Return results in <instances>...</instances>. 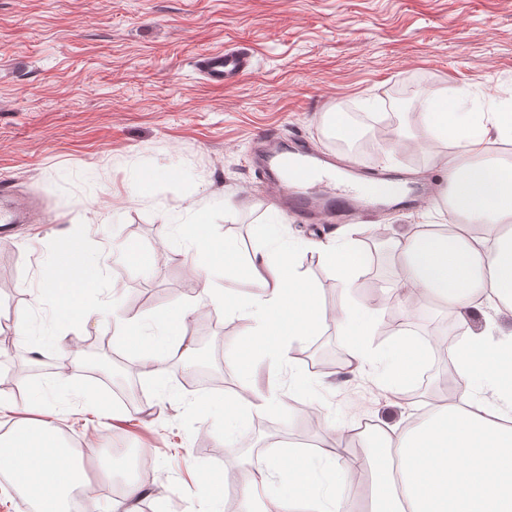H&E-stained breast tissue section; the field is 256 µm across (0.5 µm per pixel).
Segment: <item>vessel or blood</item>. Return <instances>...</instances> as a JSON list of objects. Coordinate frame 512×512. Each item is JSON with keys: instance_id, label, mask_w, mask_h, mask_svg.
Here are the masks:
<instances>
[{"instance_id": "obj_1", "label": "vessel or blood", "mask_w": 512, "mask_h": 512, "mask_svg": "<svg viewBox=\"0 0 512 512\" xmlns=\"http://www.w3.org/2000/svg\"><path fill=\"white\" fill-rule=\"evenodd\" d=\"M194 66L216 87L238 82L252 68L250 56L239 49L201 54ZM256 146L259 161L269 170L267 185L273 190L277 205L290 219L317 224L324 216L332 215L340 220L359 221L375 212V198L360 190L362 182L369 179L362 164L353 162L343 166L345 184L340 187L329 170L332 157L322 156L314 163L300 161L299 156L304 152L301 143L286 147L278 138L267 134L259 136ZM376 178L406 184L407 193L396 202L403 209L431 204L437 196L436 187L412 183L409 174L403 171H382Z\"/></svg>"}]
</instances>
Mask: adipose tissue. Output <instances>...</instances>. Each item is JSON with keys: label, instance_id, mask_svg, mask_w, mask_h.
<instances>
[{"label": "adipose tissue", "instance_id": "ef3b65f1", "mask_svg": "<svg viewBox=\"0 0 512 512\" xmlns=\"http://www.w3.org/2000/svg\"><path fill=\"white\" fill-rule=\"evenodd\" d=\"M470 99L459 93L452 106L433 108L426 119L430 138L456 148L448 163L446 204L458 223L444 232L403 224L388 242L402 302L425 297L456 313L462 334L447 351L449 375L459 380L460 391L410 428L386 424L363 430L331 419L335 450L315 458L291 452L246 459V512H512V329L495 320L512 312V164L481 159L487 144L512 141V113L475 112ZM177 231L189 248L204 254L195 271L237 268L236 246L212 241L204 213ZM354 232V226L341 227L313 245L341 290L335 316L323 308L318 288L297 277V245L276 224L268 229L271 248L255 251L248 261L254 293L225 292L224 311L246 320L248 351L256 359L286 360L294 342L320 335L327 321H335L347 338L348 372L370 376L400 396L426 350L407 332L374 347L386 308L350 294L363 266ZM88 267V258L74 252L54 270L62 307L87 319L92 312L73 283ZM483 308L490 317L483 327H472V313ZM186 318L180 310L160 312L165 333L156 349L144 344L138 325L125 326L119 336L127 350L142 355L155 384H162L169 360L191 350L190 337L179 329ZM356 436L364 442L357 453L346 448ZM364 471L370 483L360 489L354 479ZM0 475L39 512H68L73 492L88 485L70 445L44 420L19 421L0 434Z\"/></svg>", "mask_w": 512, "mask_h": 512}]
</instances>
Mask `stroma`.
Instances as JSON below:
<instances>
[{
  "instance_id": "35a3bbf8",
  "label": "stroma",
  "mask_w": 512,
  "mask_h": 512,
  "mask_svg": "<svg viewBox=\"0 0 512 512\" xmlns=\"http://www.w3.org/2000/svg\"><path fill=\"white\" fill-rule=\"evenodd\" d=\"M228 47L249 51L254 69L236 84L211 86L193 61ZM461 89L480 111L512 110V0H0V178L17 186L11 206L44 217L0 240V320L8 332H31L0 346V397L11 405L0 425L38 418L36 400L46 395L54 425L81 452L95 512L115 496L103 474L110 461L148 490L139 512H193L209 495L222 512H241L246 457L319 454L327 428L304 414L307 404L345 422L421 420L444 395L450 362L436 351L399 408L372 382L294 358L279 403L252 410L247 439L226 441L220 414L195 412L191 401L219 404L248 382L266 387L269 364L248 361L243 320L199 302L194 254L172 228L204 209L212 238L234 241L243 263L211 288L248 293L244 263L264 248L275 208L250 161L254 137L275 133L316 155L433 181L454 149L427 137L428 103L454 104ZM332 109L344 113L345 130L325 129ZM442 208L438 199L372 217L375 232L358 236L364 265L352 295L382 298L395 280L388 238L400 224L447 223ZM74 248L95 259L83 286L93 312L86 323L60 307L50 286L54 264ZM297 272L326 307L337 306L340 291L317 253L302 252ZM191 307L217 317L206 333H196L191 317L183 330L219 351L205 371L223 375V388H184L176 373L191 369L188 356L168 361L160 388L125 370L126 387L150 410L135 428L108 371L71 369L74 393L49 392L59 348L106 336L118 353L125 321L144 322L150 335L154 310ZM396 312L421 340L459 334L444 308ZM294 381L313 387L292 398ZM163 433L173 442L138 468L139 450Z\"/></svg>"
}]
</instances>
